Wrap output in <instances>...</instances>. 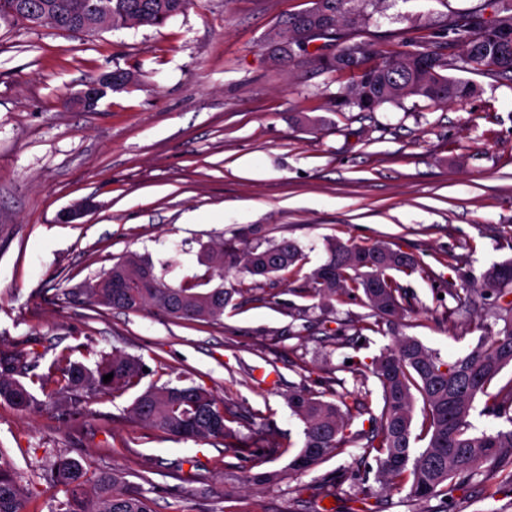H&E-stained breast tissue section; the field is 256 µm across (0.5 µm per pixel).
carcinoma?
<instances>
[{
  "mask_svg": "<svg viewBox=\"0 0 512 512\" xmlns=\"http://www.w3.org/2000/svg\"><path fill=\"white\" fill-rule=\"evenodd\" d=\"M191 0H0V20L21 22L29 28L80 31L83 20L93 24L86 33L129 26H162L183 13ZM351 0H313L304 13L288 17L286 31L270 39V53L280 63L305 60L324 70L348 74L350 82L337 94L339 105L373 112L384 104L402 105L409 97L455 102L470 97L474 84L453 76L467 72L494 81L512 80V0H482L453 14L437 39L405 37L401 49L383 52L369 42H347L340 26L354 31L370 15L347 9ZM491 16H486V11ZM341 42L331 56L328 42ZM462 48V53L455 52ZM329 259L311 271L313 295L325 302L341 296L363 295L369 312L355 326L380 331L392 326V344L371 362L382 399L380 415L371 418V429L361 436L364 458L376 462L375 481L406 491L409 502H426L448 495L463 484L481 485L483 498L494 499L512 487V379L498 384L499 375L512 365V259L493 265L486 273L479 297L490 296V315L503 327L479 338L461 355L444 361L417 337L402 332L406 308L392 271H414L415 256L387 244L358 245L332 240ZM303 260L298 245L258 238L241 248L237 240L219 243L217 250L202 248L200 275L172 285L166 272H158L147 257L130 252L117 259L106 278L88 289L97 305L127 312L150 309L164 317L216 324L224 315L231 292L210 286L224 271L269 277L298 271ZM145 363L115 351L95 366L71 360L60 352L47 372H38V357L25 350L0 349V403L26 412L44 405L32 393L39 386L48 402L70 420L88 413V403L100 396H122L146 376ZM113 374L110 382L103 376ZM27 379L23 383L20 378ZM424 405L420 433H415V396ZM372 391L348 403L324 399V393L301 388L288 394V406L304 424L301 450L288 469L306 472L325 460L346 452L353 440L345 434L354 413L370 412ZM506 423L480 434L472 432L471 412L476 400ZM128 416L181 440H221L239 456L242 442L229 426L224 403L203 384L150 385L126 409ZM424 440L425 446L415 447ZM52 482L62 497L51 512H153L146 492L123 487L117 471L90 477L77 460L58 459L50 469ZM25 489L10 467L0 464V512H24Z\"/></svg>",
  "mask_w": 512,
  "mask_h": 512,
  "instance_id": "obj_1",
  "label": "carcinoma"
}]
</instances>
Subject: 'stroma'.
<instances>
[{"label": "stroma", "instance_id": "stroma-1", "mask_svg": "<svg viewBox=\"0 0 512 512\" xmlns=\"http://www.w3.org/2000/svg\"><path fill=\"white\" fill-rule=\"evenodd\" d=\"M312 2L193 0L163 26L92 36L0 20V347L35 352L44 368L64 350L87 363L116 350L141 357L142 386L206 385L249 446L236 456L222 441H178L133 421V389L94 399L77 421L0 404V462L20 473L25 512H51L60 493L47 474L60 457L118 470L127 487L147 488L154 512H349L364 488L379 512H512V491L493 501L473 484L408 507L368 479L357 444L288 471L304 441L289 392L319 378L356 399L376 381L359 384L355 366L392 341L343 335L366 312L360 299L326 305L305 290L328 240L415 255L419 271L395 275L413 306L406 333L445 360L494 324L459 311L452 290L478 287L512 259V81L476 77L477 93L452 103L338 107L346 74L278 64L267 49ZM478 2L385 0L357 38L391 51L420 21L436 28ZM115 70L132 73L125 88L91 110L73 105L86 82ZM88 197L94 213L57 223ZM254 230L296 242L302 272L227 273L233 296L220 323L89 300L97 274L126 252L169 265L176 283L202 246ZM241 280L251 292L236 293ZM266 434L279 452L256 446ZM248 472L278 478L247 485ZM331 485L341 492L328 507Z\"/></svg>", "mask_w": 512, "mask_h": 512}]
</instances>
